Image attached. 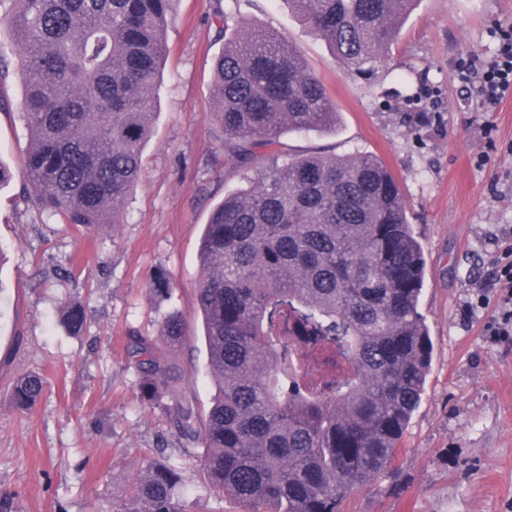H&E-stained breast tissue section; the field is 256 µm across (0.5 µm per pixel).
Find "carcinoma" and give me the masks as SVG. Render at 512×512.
Masks as SVG:
<instances>
[{"mask_svg":"<svg viewBox=\"0 0 512 512\" xmlns=\"http://www.w3.org/2000/svg\"><path fill=\"white\" fill-rule=\"evenodd\" d=\"M31 146L23 176L42 211L115 224L141 179L176 0H11ZM416 0H288L356 79L369 80ZM213 61L224 165L248 182L204 225L196 288L214 393L197 407L177 364L179 311L161 343L130 337L140 402L202 448L210 491L242 512H339L387 470L425 393L433 344L419 312L425 259L400 185L368 153H291L283 131L331 132L323 81L280 35L216 12ZM82 305L64 325L79 335ZM37 373L10 388L20 411ZM169 397L174 407L162 404ZM177 466L153 462L128 512H184Z\"/></svg>","mask_w":512,"mask_h":512,"instance_id":"cac0c4a2","label":"carcinoma"}]
</instances>
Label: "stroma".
<instances>
[{
    "instance_id": "obj_1",
    "label": "stroma",
    "mask_w": 512,
    "mask_h": 512,
    "mask_svg": "<svg viewBox=\"0 0 512 512\" xmlns=\"http://www.w3.org/2000/svg\"><path fill=\"white\" fill-rule=\"evenodd\" d=\"M217 0H178L158 87L144 172L118 223L83 236L42 213L22 177L0 188V512H123L150 462L184 471L186 512H241L210 494L196 458L166 415L143 407L126 357L128 336L158 337L179 310L201 334L194 290L204 224L240 187L224 168L213 119L211 64ZM236 19L296 45L329 90L336 133H284L291 152L372 153L397 177L425 262L419 310L433 343L423 401L389 469L348 496L341 512H512V335L492 276L511 242L512 89L483 106L460 64L487 61L512 29V0H420L374 79H352L286 0H233ZM0 158L18 168L29 136L22 86L8 79ZM162 270L172 297L150 290ZM82 302L84 332L68 335L66 302ZM181 370L199 405L212 382L202 348L185 346ZM36 372L45 390L17 412L9 389Z\"/></svg>"
}]
</instances>
